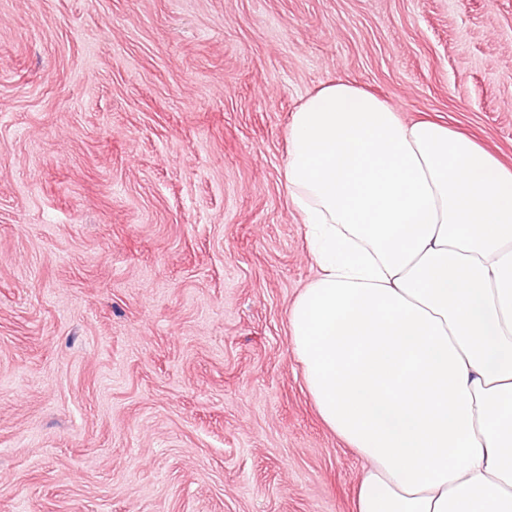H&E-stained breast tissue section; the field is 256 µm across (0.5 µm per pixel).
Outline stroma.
Wrapping results in <instances>:
<instances>
[{
	"label": "stroma",
	"instance_id": "stroma-1",
	"mask_svg": "<svg viewBox=\"0 0 512 512\" xmlns=\"http://www.w3.org/2000/svg\"><path fill=\"white\" fill-rule=\"evenodd\" d=\"M338 79L512 164V0H0V512H353L288 326Z\"/></svg>",
	"mask_w": 512,
	"mask_h": 512
}]
</instances>
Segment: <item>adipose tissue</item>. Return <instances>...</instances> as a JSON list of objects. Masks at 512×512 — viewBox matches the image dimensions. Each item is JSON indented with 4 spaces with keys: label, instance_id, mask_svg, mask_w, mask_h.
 I'll list each match as a JSON object with an SVG mask.
<instances>
[{
    "label": "adipose tissue",
    "instance_id": "obj_1",
    "mask_svg": "<svg viewBox=\"0 0 512 512\" xmlns=\"http://www.w3.org/2000/svg\"><path fill=\"white\" fill-rule=\"evenodd\" d=\"M285 181L319 267L292 349L367 463L354 512H512V167L337 80L294 112Z\"/></svg>",
    "mask_w": 512,
    "mask_h": 512
}]
</instances>
